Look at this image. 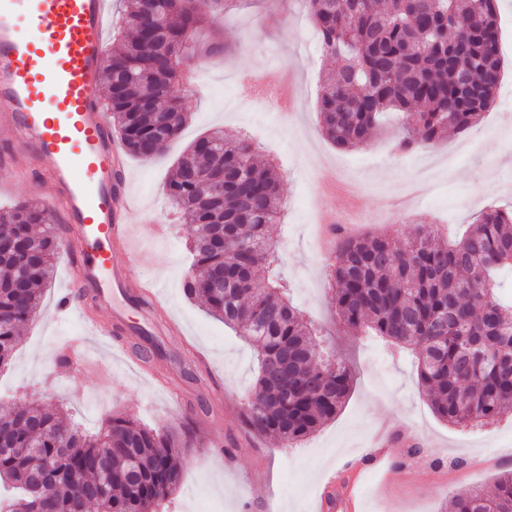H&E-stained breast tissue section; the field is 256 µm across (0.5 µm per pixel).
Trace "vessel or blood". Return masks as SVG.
Segmentation results:
<instances>
[{
    "label": "vessel or blood",
    "instance_id": "obj_1",
    "mask_svg": "<svg viewBox=\"0 0 512 512\" xmlns=\"http://www.w3.org/2000/svg\"><path fill=\"white\" fill-rule=\"evenodd\" d=\"M106 25L107 0H0V130L12 136L0 164L52 187L68 256V309L85 290L109 314L83 316V334L63 347L77 360L123 329L135 298L168 305L155 283L128 276L140 260L129 219L142 208L99 101Z\"/></svg>",
    "mask_w": 512,
    "mask_h": 512
}]
</instances>
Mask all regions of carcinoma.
<instances>
[{"mask_svg": "<svg viewBox=\"0 0 512 512\" xmlns=\"http://www.w3.org/2000/svg\"><path fill=\"white\" fill-rule=\"evenodd\" d=\"M322 51L341 61L325 76L318 112L336 147L368 145L386 112L403 116L397 148L431 145L476 125L493 104L501 68L497 0H308ZM207 23L194 0H131L118 42L105 60L104 97L126 151L151 158L181 133L187 115L178 91L190 59L223 46L195 40ZM166 196L192 228V273L185 296L244 336L258 354L245 424L258 434L298 442L334 419L354 377L345 359L316 342V331L288 298L268 226L284 209L278 173L254 161L246 138L213 130L177 158ZM8 225L0 249V365L40 305L59 240L44 209L20 203L0 210ZM46 225L38 233L36 226ZM431 224L405 245L389 236L336 229L329 285L343 327L370 332L418 353V378L434 414L460 426L512 414V208L479 214L462 238L434 242ZM196 412L178 430H155L115 416L95 434L39 403L0 415V486L14 496L0 512H18L47 462L55 480L32 512H159L182 479L178 449L191 447ZM10 448H27L17 455ZM153 460L149 468L139 465ZM454 512H512V470L494 493L452 496Z\"/></svg>", "mask_w": 512, "mask_h": 512, "instance_id": "carcinoma-1", "label": "carcinoma"}]
</instances>
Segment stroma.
Segmentation results:
<instances>
[{"label": "stroma", "mask_w": 512, "mask_h": 512, "mask_svg": "<svg viewBox=\"0 0 512 512\" xmlns=\"http://www.w3.org/2000/svg\"><path fill=\"white\" fill-rule=\"evenodd\" d=\"M498 23L496 101L467 134L400 154L394 150L399 122L390 115L368 146L344 150L323 135L318 117L323 77L337 62L323 55L300 0H235L214 26L223 54L192 63L206 78L181 94L190 116L181 137L160 157L129 160V185L146 211L136 219L134 239L151 255L129 275L161 284L181 332L160 336L165 354L150 358L144 373L112 356L92 368L59 366V345L82 333L83 324L57 308L66 287V259L57 255L35 318L22 327L11 363L0 368V412L37 401L66 411L92 433L116 415L166 430L181 425L198 402L208 403L210 423L196 427L194 445L181 459V484L163 512H314L326 471L356 466L385 423L391 429L385 467L362 471L356 512H453L456 490L491 491L505 462H512V416L465 429L445 423L418 381L413 351L340 325L320 220L350 219L353 234L402 243L423 224L445 225L448 238L461 234L483 209L512 204V119L505 115L512 110V0H499ZM249 70L270 73L292 93L288 116L268 114L264 104L242 95L240 78ZM213 128L249 136L258 144L257 161L276 166L287 207L269 234L290 297L354 373L336 418L291 447L245 431L238 407L254 387L257 354L183 292L191 231L163 186L180 152ZM419 164L430 169L435 188L421 201L406 194ZM152 214L166 224L164 236L148 234ZM190 346L205 356L202 373L194 371ZM168 384L181 389V403L169 400ZM416 446L426 457L413 455Z\"/></svg>", "instance_id": "1"}]
</instances>
